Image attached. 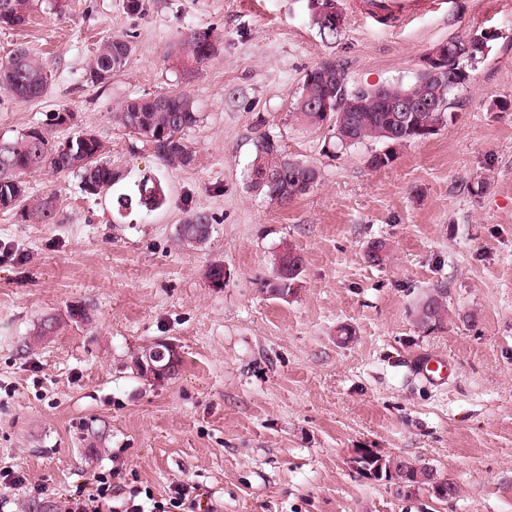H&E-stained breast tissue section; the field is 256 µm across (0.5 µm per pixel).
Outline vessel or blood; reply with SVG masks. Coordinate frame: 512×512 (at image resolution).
Instances as JSON below:
<instances>
[{"mask_svg":"<svg viewBox=\"0 0 512 512\" xmlns=\"http://www.w3.org/2000/svg\"><path fill=\"white\" fill-rule=\"evenodd\" d=\"M355 15L382 29H402L433 13L454 17L456 0H351Z\"/></svg>","mask_w":512,"mask_h":512,"instance_id":"vessel-or-blood-1","label":"vessel or blood"}]
</instances>
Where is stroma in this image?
I'll use <instances>...</instances> for the list:
<instances>
[{"mask_svg": "<svg viewBox=\"0 0 512 512\" xmlns=\"http://www.w3.org/2000/svg\"><path fill=\"white\" fill-rule=\"evenodd\" d=\"M125 3L63 0L0 27V61L22 46L52 73L40 98L0 94V136L66 110L76 120L57 138L96 132L120 191L145 176L166 188L160 209L120 213L75 174L34 173L28 194L54 197L57 223L0 210V469L25 478L0 487V512H64L101 473L117 502L190 482L197 512H512V0H457L454 22L394 33L350 12L333 41L307 0H145L139 14ZM193 30L215 52L189 72L173 52ZM126 32V67L87 83L98 43ZM474 32L489 53L451 120L393 146L388 166L371 168L373 145L337 147L329 128L291 116L324 60L354 85L407 83L436 44ZM175 91L204 117L184 169L112 120L129 99ZM262 132L322 174L288 205L250 186ZM196 211L212 236L179 246ZM373 240L388 245L384 265L365 258ZM288 243L304 272L275 299L264 284ZM214 265L223 287L207 277ZM440 281L448 322L426 333L413 309ZM74 307L89 322L71 320ZM47 318L56 330L38 335ZM162 340L181 354L178 373L146 380L132 359ZM426 356L447 363L445 377L421 371ZM356 448L430 464L458 494L400 496L350 464Z\"/></svg>", "mask_w": 512, "mask_h": 512, "instance_id": "stroma-1", "label": "stroma"}]
</instances>
